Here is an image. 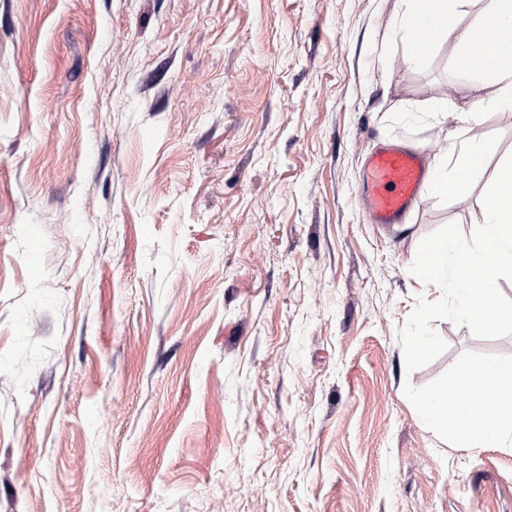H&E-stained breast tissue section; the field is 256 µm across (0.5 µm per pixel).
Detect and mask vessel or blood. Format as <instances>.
<instances>
[{
  "instance_id": "1",
  "label": "vessel or blood",
  "mask_w": 512,
  "mask_h": 512,
  "mask_svg": "<svg viewBox=\"0 0 512 512\" xmlns=\"http://www.w3.org/2000/svg\"><path fill=\"white\" fill-rule=\"evenodd\" d=\"M431 165L415 150L381 148L365 163L360 198L372 223L382 226L403 223L419 200Z\"/></svg>"
}]
</instances>
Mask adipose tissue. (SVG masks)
<instances>
[{
  "label": "adipose tissue",
  "mask_w": 512,
  "mask_h": 512,
  "mask_svg": "<svg viewBox=\"0 0 512 512\" xmlns=\"http://www.w3.org/2000/svg\"><path fill=\"white\" fill-rule=\"evenodd\" d=\"M474 0H399L398 20L410 35L408 62L426 65L428 51L417 48V21L433 22V38L455 33L454 64L496 87L493 108L512 110V0H484L475 20L461 25ZM477 134L441 152L433 161L429 186L443 196L468 190L469 178L492 152ZM423 422L451 448L512 447V360H473L460 364L448 385L419 400Z\"/></svg>",
  "instance_id": "1"
}]
</instances>
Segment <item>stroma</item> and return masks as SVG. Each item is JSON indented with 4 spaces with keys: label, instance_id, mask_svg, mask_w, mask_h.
Masks as SVG:
<instances>
[{
    "label": "stroma",
    "instance_id": "obj_1",
    "mask_svg": "<svg viewBox=\"0 0 512 512\" xmlns=\"http://www.w3.org/2000/svg\"><path fill=\"white\" fill-rule=\"evenodd\" d=\"M398 0H0V512H512V449L417 407L410 268L471 234L512 112L407 61ZM484 135L467 192L372 224L368 155Z\"/></svg>",
    "mask_w": 512,
    "mask_h": 512
}]
</instances>
